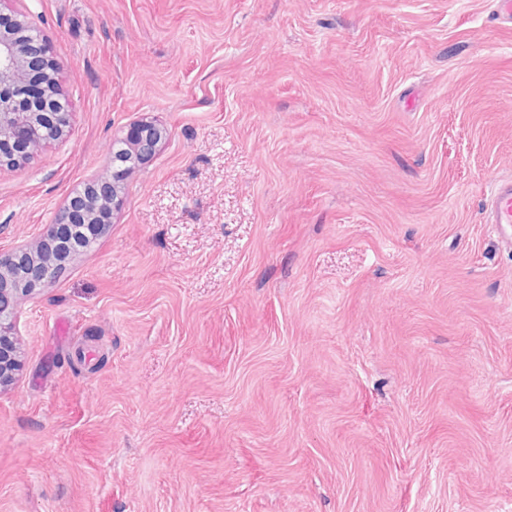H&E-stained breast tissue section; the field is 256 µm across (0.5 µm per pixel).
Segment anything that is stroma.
Instances as JSON below:
<instances>
[{"label":"stroma","mask_w":512,"mask_h":512,"mask_svg":"<svg viewBox=\"0 0 512 512\" xmlns=\"http://www.w3.org/2000/svg\"><path fill=\"white\" fill-rule=\"evenodd\" d=\"M496 0H0L70 127L0 251L162 125L21 298L0 512H512V23ZM91 357H82V350ZM165 134L163 127L143 120L124 130L112 144L109 158L112 182L97 179L87 183L86 194L76 193L57 215L56 229L73 224L78 209H81L86 224L80 227L86 232L78 230L77 235L85 248L94 244L105 233L108 224L112 223L114 213L123 205L121 185L125 174L148 161ZM103 212H108L110 219H104ZM486 224L510 228L512 239V180L494 184L488 194Z\"/></svg>","instance_id":"1"}]
</instances>
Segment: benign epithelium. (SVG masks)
I'll list each match as a JSON object with an SVG mask.
<instances>
[{
  "label": "benign epithelium",
  "mask_w": 512,
  "mask_h": 512,
  "mask_svg": "<svg viewBox=\"0 0 512 512\" xmlns=\"http://www.w3.org/2000/svg\"><path fill=\"white\" fill-rule=\"evenodd\" d=\"M62 67L49 56L38 27L25 18L0 16V163L17 165L64 135L71 112L59 86ZM165 134L163 127L143 120L123 131L112 144V181L87 183L86 192L72 196L57 215L56 227L72 224L80 210L85 219L80 241L87 248L94 244L112 223L103 213L112 215L123 205L125 174L148 161ZM72 253V241L55 234L35 249L0 252V385L11 380L18 366L13 342L18 300L44 287Z\"/></svg>",
  "instance_id": "benign-epithelium-1"
}]
</instances>
